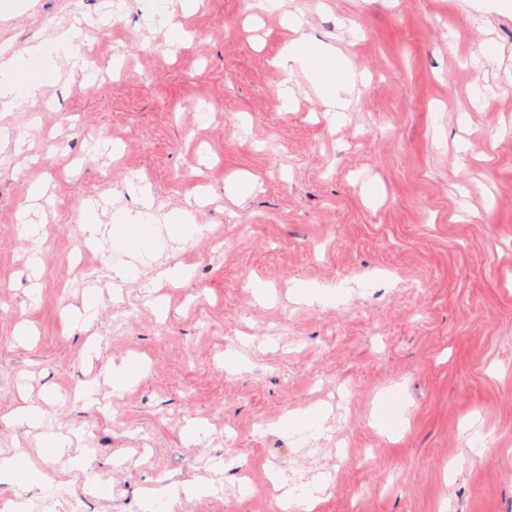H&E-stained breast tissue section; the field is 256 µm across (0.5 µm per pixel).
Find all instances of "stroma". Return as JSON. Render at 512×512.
<instances>
[{"label":"stroma","mask_w":512,"mask_h":512,"mask_svg":"<svg viewBox=\"0 0 512 512\" xmlns=\"http://www.w3.org/2000/svg\"><path fill=\"white\" fill-rule=\"evenodd\" d=\"M112 2L0 0V47L86 17L96 25L82 29L81 48L108 73L59 63L45 100L0 112V127H33L0 140V450L35 444V430L4 419L23 396L44 405L45 429L71 437L70 455L91 431L92 466L116 495L91 512H140L158 479L208 477L213 456L249 463L253 493L179 500L177 512H258L276 456L300 481L330 475L316 512H512V10L281 0L363 74L335 123L300 71L295 110L278 108L281 12L203 0L176 14L188 38L173 45L143 0L119 18ZM491 44L497 60L474 67ZM234 174L256 183L239 203L225 193ZM37 178L48 190L32 207ZM141 180L162 228L206 192L207 232L159 233L136 280L80 283L83 202H96L111 248L115 214L141 208L131 189ZM25 208L45 226L37 277L31 241L16 233ZM187 254L191 277L157 285L159 267ZM257 282L273 299H257ZM303 284L338 290L343 309L299 301ZM90 289L103 304L85 328L73 314ZM21 321L34 329L25 340L14 334ZM131 356L147 372L113 398L108 371ZM75 384L96 385L98 405L45 404L46 387ZM391 400L393 434L371 418ZM321 404L330 414L319 438L299 444L281 428L289 411ZM191 419L207 424L205 443L185 440ZM474 429L487 437L479 456Z\"/></svg>","instance_id":"stroma-1"}]
</instances>
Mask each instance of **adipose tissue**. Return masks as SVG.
<instances>
[{
    "label": "adipose tissue",
    "mask_w": 512,
    "mask_h": 512,
    "mask_svg": "<svg viewBox=\"0 0 512 512\" xmlns=\"http://www.w3.org/2000/svg\"><path fill=\"white\" fill-rule=\"evenodd\" d=\"M284 21L293 33L280 55L273 60L274 66L283 74L284 82H291L295 71L304 72L314 85L320 100L327 111L335 118H342L348 107L347 96L357 79V71L348 56L331 50L312 41L303 33V21L295 14L285 16ZM75 29H63L52 38L24 47L17 52L0 51V111H6L15 104L42 95L45 87L58 78L57 62L67 59L73 67L86 71L90 68L87 57L75 42ZM140 216L126 214L118 218L112 227V246L119 251L137 255H151L157 246L152 235L139 233ZM45 411L37 405H21L8 416L9 421L36 428L37 455L48 461L67 459L70 469L87 472L89 464L85 457H68L71 446L69 437L40 432ZM26 449H16L14 453H0V482L12 485L38 480L51 482L50 473L32 465ZM217 487L213 481L204 480L179 483L162 478L141 503L142 512H169L172 502L185 499H199L215 494Z\"/></svg>",
    "instance_id": "ef3b65f1"
}]
</instances>
